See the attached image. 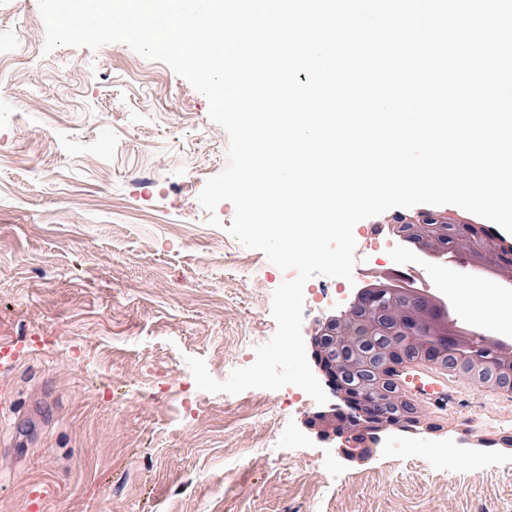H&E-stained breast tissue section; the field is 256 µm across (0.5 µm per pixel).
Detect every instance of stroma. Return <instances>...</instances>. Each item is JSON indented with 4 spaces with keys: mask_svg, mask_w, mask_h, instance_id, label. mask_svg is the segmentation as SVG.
<instances>
[{
    "mask_svg": "<svg viewBox=\"0 0 512 512\" xmlns=\"http://www.w3.org/2000/svg\"><path fill=\"white\" fill-rule=\"evenodd\" d=\"M0 43V341L29 352L0 512L34 484L43 512H512V449L459 445L472 419L512 427V399L466 391L445 447L350 462L312 407L279 419L289 387L200 390L187 357L221 382L250 366L284 281L239 264L231 202L198 200L229 163L207 98L123 43L45 51L38 0H0Z\"/></svg>",
    "mask_w": 512,
    "mask_h": 512,
    "instance_id": "obj_1",
    "label": "stroma"
}]
</instances>
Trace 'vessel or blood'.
<instances>
[{
    "instance_id": "obj_1",
    "label": "vessel or blood",
    "mask_w": 512,
    "mask_h": 512,
    "mask_svg": "<svg viewBox=\"0 0 512 512\" xmlns=\"http://www.w3.org/2000/svg\"><path fill=\"white\" fill-rule=\"evenodd\" d=\"M396 378L410 396L422 399L425 408L440 417L453 412L464 392L460 382L429 365L400 370Z\"/></svg>"
}]
</instances>
